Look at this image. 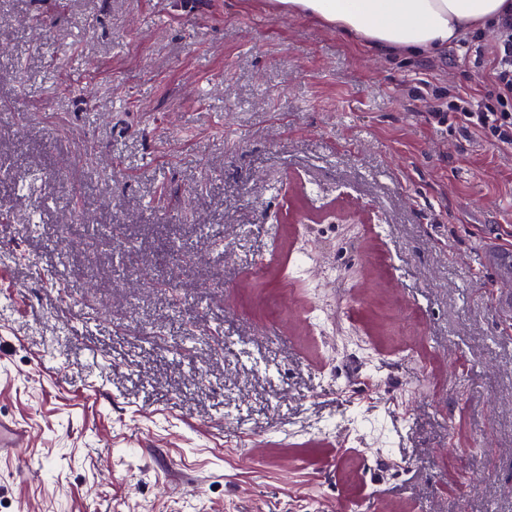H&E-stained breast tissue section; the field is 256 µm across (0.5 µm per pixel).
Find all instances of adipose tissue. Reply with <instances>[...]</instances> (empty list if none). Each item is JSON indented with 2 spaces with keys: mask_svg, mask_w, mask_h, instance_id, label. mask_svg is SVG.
<instances>
[{
  "mask_svg": "<svg viewBox=\"0 0 512 512\" xmlns=\"http://www.w3.org/2000/svg\"><path fill=\"white\" fill-rule=\"evenodd\" d=\"M381 50L433 54L471 29L496 22L512 0H278Z\"/></svg>",
  "mask_w": 512,
  "mask_h": 512,
  "instance_id": "obj_1",
  "label": "adipose tissue"
}]
</instances>
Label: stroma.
Listing matches in <instances>:
<instances>
[{
    "label": "stroma",
    "instance_id": "1",
    "mask_svg": "<svg viewBox=\"0 0 512 512\" xmlns=\"http://www.w3.org/2000/svg\"><path fill=\"white\" fill-rule=\"evenodd\" d=\"M452 85L270 0H0V512H512V148ZM30 442L28 431L15 423L0 418V455L6 454L23 459Z\"/></svg>",
    "mask_w": 512,
    "mask_h": 512
}]
</instances>
